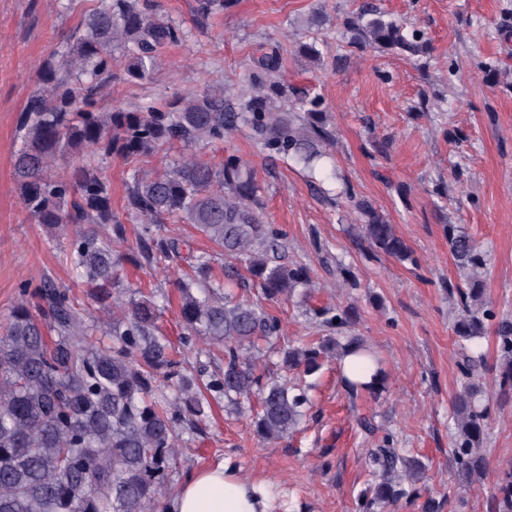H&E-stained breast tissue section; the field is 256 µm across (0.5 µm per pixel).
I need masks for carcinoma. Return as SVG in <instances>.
Here are the masks:
<instances>
[{"mask_svg":"<svg viewBox=\"0 0 512 512\" xmlns=\"http://www.w3.org/2000/svg\"><path fill=\"white\" fill-rule=\"evenodd\" d=\"M346 44L358 50L394 52L419 62L430 56L425 32L380 11L370 0L339 16ZM186 38L184 29L157 12L154 0H102L65 42L43 62L38 88L17 125L15 177L30 218L77 276L93 289L109 319H89L71 292L53 280L23 281L7 320L0 325V512H165V491L176 468L183 434L197 428L214 404L251 413L264 441L294 433L310 404L307 388L288 373H315L326 358L353 354L355 376L343 378L351 393H376L386 371L356 336L329 337L277 352L280 320L245 294L255 285L265 299H289L314 287L307 268L274 261L281 233L257 208L261 184L235 154L212 165L190 155L149 172L140 163L163 147L222 143L248 130L268 158L289 157L314 167L329 157L328 112L323 99L277 81L287 55L321 58L319 42L301 36L272 41L249 58L247 85L234 92L223 82L136 107H104L116 82L154 79L161 51ZM82 155L62 177L52 166ZM130 164L123 213L112 208L103 160ZM336 205L357 216V238L374 254L415 262L413 252L373 203L350 184L336 191ZM190 224L219 252L245 259L251 283L240 292L213 274L212 255L195 254L185 241L152 239V225ZM142 225L141 245L122 249L125 224ZM448 248L456 264L473 274L487 268V254L464 231L448 225ZM187 261L192 273L175 279L184 359L159 326L165 294L123 293L124 264L170 266ZM456 298L454 330L461 343L460 390L448 426L458 469L481 477L490 399L475 378L485 369L479 340L485 321L477 284H448ZM500 385L512 387V320L498 322ZM224 352V366L202 379L187 367ZM364 465L376 481L356 498L358 512H387L401 500L425 498L422 512H439L428 495L424 465L394 447L388 433L367 449ZM492 512H512V473L498 482Z\"/></svg>","mask_w":512,"mask_h":512,"instance_id":"1","label":"carcinoma"}]
</instances>
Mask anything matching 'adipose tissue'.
<instances>
[{"label": "adipose tissue", "mask_w": 512, "mask_h": 512, "mask_svg": "<svg viewBox=\"0 0 512 512\" xmlns=\"http://www.w3.org/2000/svg\"><path fill=\"white\" fill-rule=\"evenodd\" d=\"M269 481L242 476L230 459L192 474L167 512H272Z\"/></svg>", "instance_id": "ef3b65f1"}]
</instances>
